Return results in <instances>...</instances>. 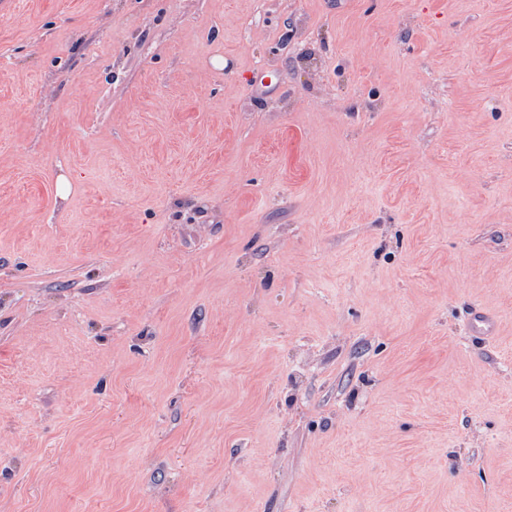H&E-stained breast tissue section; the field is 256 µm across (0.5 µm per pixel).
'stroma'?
I'll return each mask as SVG.
<instances>
[{
    "instance_id": "obj_1",
    "label": "stroma",
    "mask_w": 512,
    "mask_h": 512,
    "mask_svg": "<svg viewBox=\"0 0 512 512\" xmlns=\"http://www.w3.org/2000/svg\"><path fill=\"white\" fill-rule=\"evenodd\" d=\"M0 512H512V0H0Z\"/></svg>"
}]
</instances>
